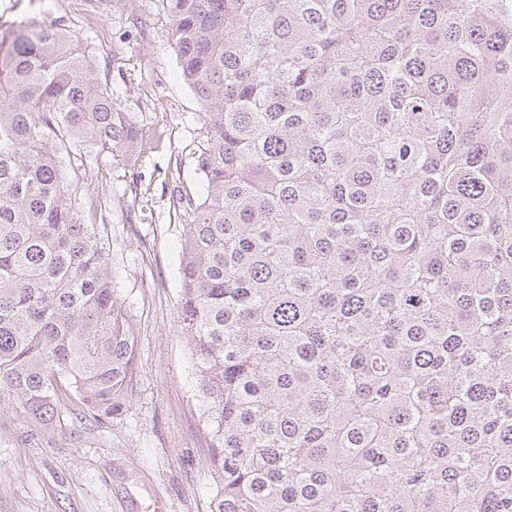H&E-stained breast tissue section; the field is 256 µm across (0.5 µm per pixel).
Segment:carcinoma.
I'll list each match as a JSON object with an SVG mask.
<instances>
[{"mask_svg":"<svg viewBox=\"0 0 512 512\" xmlns=\"http://www.w3.org/2000/svg\"><path fill=\"white\" fill-rule=\"evenodd\" d=\"M206 196L179 331L212 512H512V23L488 0H163ZM141 128L63 25L0 24V404L128 402L63 146Z\"/></svg>","mask_w":512,"mask_h":512,"instance_id":"carcinoma-1","label":"carcinoma"}]
</instances>
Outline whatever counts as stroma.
Returning <instances> with one entry per match:
<instances>
[{
  "label": "stroma",
  "mask_w": 512,
  "mask_h": 512,
  "mask_svg": "<svg viewBox=\"0 0 512 512\" xmlns=\"http://www.w3.org/2000/svg\"><path fill=\"white\" fill-rule=\"evenodd\" d=\"M5 20L61 23L82 38L143 145L128 159L88 148L67 167L83 223L105 227L112 286L135 327L132 395L112 418L69 415L55 431L1 408L0 512H147L156 496L168 512H210V445L178 325L182 227L194 215L172 198L204 195L200 105L180 77L162 0H0Z\"/></svg>",
  "instance_id": "stroma-1"
}]
</instances>
